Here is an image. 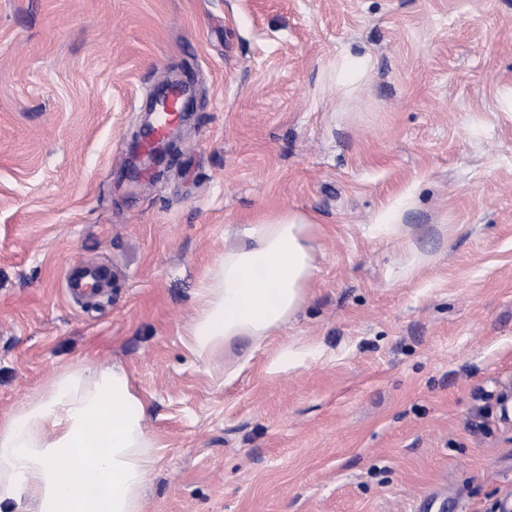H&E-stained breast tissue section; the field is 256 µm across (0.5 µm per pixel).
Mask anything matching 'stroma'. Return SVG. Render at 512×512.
<instances>
[{"mask_svg":"<svg viewBox=\"0 0 512 512\" xmlns=\"http://www.w3.org/2000/svg\"><path fill=\"white\" fill-rule=\"evenodd\" d=\"M351 44L373 68L349 94ZM176 78L183 146L130 183ZM510 87L512 0H0V419L64 368L117 364L159 445L146 512H499ZM285 211L317 226L305 303L200 363L210 267ZM83 261L105 286L72 299ZM286 344L311 353L275 367Z\"/></svg>","mask_w":512,"mask_h":512,"instance_id":"35a3bbf8","label":"stroma"}]
</instances>
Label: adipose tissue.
Returning a JSON list of instances; mask_svg holds the SVG:
<instances>
[{"label":"adipose tissue","mask_w":512,"mask_h":512,"mask_svg":"<svg viewBox=\"0 0 512 512\" xmlns=\"http://www.w3.org/2000/svg\"><path fill=\"white\" fill-rule=\"evenodd\" d=\"M316 226L286 212L255 224L216 258L188 347L201 361L262 341L301 307L315 272ZM124 367L66 368L0 420V506L7 512H145L157 443Z\"/></svg>","instance_id":"1"}]
</instances>
